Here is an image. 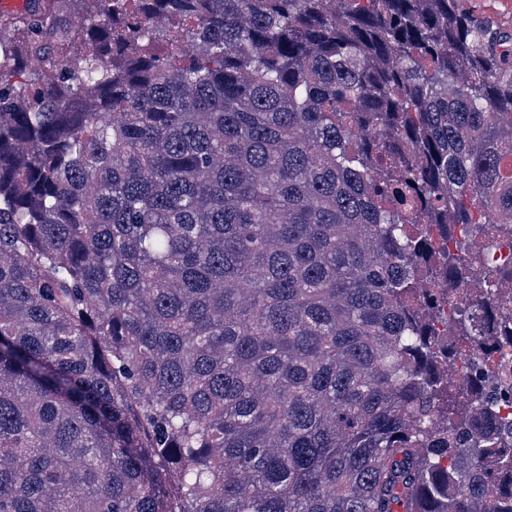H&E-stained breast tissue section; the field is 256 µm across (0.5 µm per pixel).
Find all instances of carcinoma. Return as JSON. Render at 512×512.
<instances>
[{"mask_svg":"<svg viewBox=\"0 0 512 512\" xmlns=\"http://www.w3.org/2000/svg\"><path fill=\"white\" fill-rule=\"evenodd\" d=\"M152 15L115 55L86 24L91 66L43 12L0 57V512H512L434 328L512 225V33L463 0ZM479 273L460 352L504 314Z\"/></svg>","mask_w":512,"mask_h":512,"instance_id":"obj_1","label":"carcinoma"}]
</instances>
